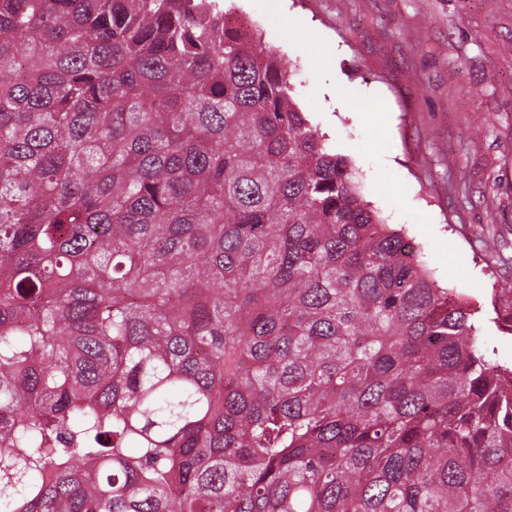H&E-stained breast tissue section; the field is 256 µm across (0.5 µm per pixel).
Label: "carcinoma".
<instances>
[{"mask_svg": "<svg viewBox=\"0 0 512 512\" xmlns=\"http://www.w3.org/2000/svg\"><path fill=\"white\" fill-rule=\"evenodd\" d=\"M216 0H0V512H512V366Z\"/></svg>", "mask_w": 512, "mask_h": 512, "instance_id": "carcinoma-1", "label": "carcinoma"}]
</instances>
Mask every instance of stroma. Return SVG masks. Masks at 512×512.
I'll return each mask as SVG.
<instances>
[{"mask_svg":"<svg viewBox=\"0 0 512 512\" xmlns=\"http://www.w3.org/2000/svg\"><path fill=\"white\" fill-rule=\"evenodd\" d=\"M220 2L291 63L301 111L365 200L511 365L494 308L512 286V0Z\"/></svg>","mask_w":512,"mask_h":512,"instance_id":"obj_1","label":"stroma"}]
</instances>
